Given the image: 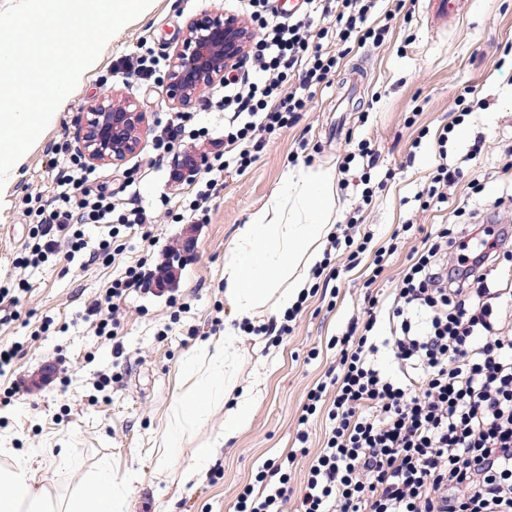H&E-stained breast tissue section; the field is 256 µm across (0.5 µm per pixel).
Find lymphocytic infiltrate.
<instances>
[{
	"label": "lymphocytic infiltrate",
	"mask_w": 512,
	"mask_h": 512,
	"mask_svg": "<svg viewBox=\"0 0 512 512\" xmlns=\"http://www.w3.org/2000/svg\"><path fill=\"white\" fill-rule=\"evenodd\" d=\"M275 0H243L241 9L261 32L249 52L252 76L226 78L217 107L226 112L223 150L195 180V192L178 220L206 214L224 186V174L245 172L267 136L294 125L315 89L342 58L316 43L318 20L334 17L340 43L379 42L387 25L369 17L375 0H305L297 16L280 19ZM189 113L160 122L155 150L172 154L204 137L189 127ZM79 149L67 151L65 172L50 204L28 206L29 240L15 263L38 267L48 255L73 260L87 246L84 225L113 224L138 231L155 247L144 208L128 207L95 183ZM69 236L58 244L54 229ZM359 220L336 224L313 279L332 281L340 271L331 256L344 252L357 265L367 249L356 242ZM512 262V235L505 229L460 222L444 224L414 250L388 298L368 294L359 315L331 345L338 363L307 394L288 455L256 472L237 495L234 512H512V289L494 270ZM162 265L141 257L113 279L93 304L97 336L118 338V304L159 279ZM389 314L390 336L372 331ZM387 351L403 374L385 371ZM324 420L325 437L310 452L309 429ZM310 457L304 485H290L297 459Z\"/></svg>",
	"instance_id": "1"
}]
</instances>
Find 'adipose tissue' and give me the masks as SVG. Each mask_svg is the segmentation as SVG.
<instances>
[{
    "instance_id": "ef3b65f1",
    "label": "adipose tissue",
    "mask_w": 512,
    "mask_h": 512,
    "mask_svg": "<svg viewBox=\"0 0 512 512\" xmlns=\"http://www.w3.org/2000/svg\"><path fill=\"white\" fill-rule=\"evenodd\" d=\"M335 176L331 171L294 170L275 189L267 211L239 228L224 258V297L240 318L291 308L311 269L320 261L318 245L331 229ZM186 368L198 390L176 410L164 436V455L172 457L184 434L205 421L211 397L234 396L225 413L224 435L233 437L252 417L254 383H240L235 354L210 362L189 356ZM112 472L102 469L73 496L64 510L53 507L47 489L36 482L26 463L0 468V512H116Z\"/></svg>"
}]
</instances>
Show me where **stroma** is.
Returning <instances> with one entry per match:
<instances>
[{
  "label": "stroma",
  "mask_w": 512,
  "mask_h": 512,
  "mask_svg": "<svg viewBox=\"0 0 512 512\" xmlns=\"http://www.w3.org/2000/svg\"><path fill=\"white\" fill-rule=\"evenodd\" d=\"M213 9L238 11L237 0H153L151 12L123 26L105 45L94 69L76 85L56 111L54 122L28 150L9 190L0 196V285L25 281L18 303H0V346L19 344L13 370L0 376V465L27 461L53 502L75 496L103 465H111L122 512H230L241 486L265 462L284 458L291 448L297 417L306 394L336 358L329 347L354 314L366 289V265L346 269L335 283V301L309 299L308 308L281 344L237 333L232 348L242 379L254 381L257 400L250 423L232 438L224 436V399L214 397L206 421L186 433L176 456L163 459L169 420L194 379L183 370L193 352L223 356L217 336L238 319L224 308V256L237 230L268 203L273 191L295 169L323 168L336 173L333 222L360 215L372 234L371 248L382 246L397 225L413 221L419 229L399 247L377 285L392 291L408 254L437 225L451 222L456 209L478 210L488 224H512V172L501 174L504 149L512 145V0H468L460 16L431 28L425 0H405L383 43L354 48L335 74L317 89L297 123L271 139L244 174L224 176V188L202 221L176 224L160 200L178 201L185 183L175 180L177 158L163 156L144 139L140 151L125 160L97 165L100 183L120 187L134 176L136 204L151 213L155 248L160 257L184 251L171 286L130 293L120 302L122 357L111 342L96 336L80 319L126 266L142 253L139 237L121 233L123 252L115 261L90 260L88 252L67 262L48 257L37 269L15 267L13 260L29 233L24 214L29 197L50 199L55 176L63 167L56 147L78 144V112L102 91L136 99L149 127L172 107L163 98L164 73L149 80L114 75L118 58L148 47L169 56L190 19ZM366 81L349 102H342L352 70ZM473 89L485 108L460 116L465 89ZM462 117L467 136L451 133L448 156L456 159L474 141L482 152L469 163V176L484 175L481 197L465 185L450 189L445 202L420 209L416 194L429 183L439 162L433 149L442 127ZM368 140L380 154L376 168L364 171L353 161L339 165L348 150ZM370 174L372 202L361 206L357 184ZM185 303L178 323H171L170 296ZM222 326H214L215 316ZM172 331H165V324ZM197 329L189 337L188 329ZM317 358H310L311 350ZM51 364L65 371L69 383L33 387L39 369ZM105 388H97L99 378ZM214 450L209 468L186 478L195 450ZM78 464H71L69 455Z\"/></svg>",
  "instance_id": "stroma-1"
}]
</instances>
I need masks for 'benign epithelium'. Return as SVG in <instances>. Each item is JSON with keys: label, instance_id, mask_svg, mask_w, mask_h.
<instances>
[{"label": "benign epithelium", "instance_id": "benign-epithelium-1", "mask_svg": "<svg viewBox=\"0 0 512 512\" xmlns=\"http://www.w3.org/2000/svg\"><path fill=\"white\" fill-rule=\"evenodd\" d=\"M253 38L252 27L237 13L218 10L188 22L170 57L165 82L168 102L188 108L202 89L222 85L227 76L238 74ZM83 112L81 149L90 164L122 161L139 151L148 124L146 113L135 100L101 92ZM204 162L201 155L187 150L178 174L191 180Z\"/></svg>", "mask_w": 512, "mask_h": 512}]
</instances>
